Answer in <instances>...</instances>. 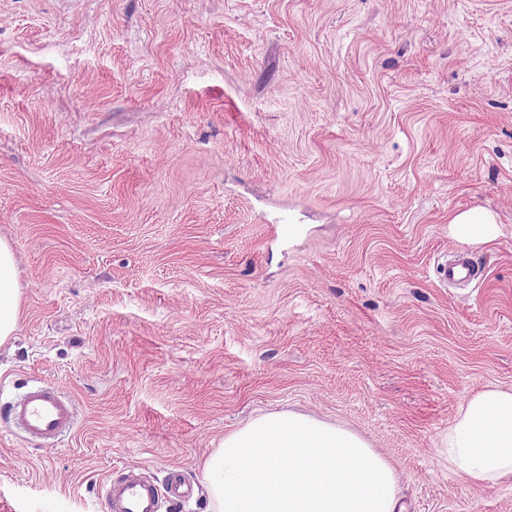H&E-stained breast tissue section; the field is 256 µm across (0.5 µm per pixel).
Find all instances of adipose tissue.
Returning <instances> with one entry per match:
<instances>
[{
    "mask_svg": "<svg viewBox=\"0 0 512 512\" xmlns=\"http://www.w3.org/2000/svg\"><path fill=\"white\" fill-rule=\"evenodd\" d=\"M21 293L0 239V343L14 335ZM449 471L473 483L512 480V390L473 395L440 440ZM213 512H405L393 466L358 434L281 411L225 435L204 463Z\"/></svg>",
    "mask_w": 512,
    "mask_h": 512,
    "instance_id": "obj_1",
    "label": "adipose tissue"
}]
</instances>
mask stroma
Segmentation results:
<instances>
[{
	"mask_svg": "<svg viewBox=\"0 0 512 512\" xmlns=\"http://www.w3.org/2000/svg\"><path fill=\"white\" fill-rule=\"evenodd\" d=\"M0 238L6 512H98L130 465L209 512L203 460L288 410L365 437L406 512H512L437 454L512 389V0H0ZM39 382L79 413L50 449L3 417ZM455 233L465 239H482L493 234L494 217L482 208L469 209L455 214L449 220ZM21 293L17 284L14 253L0 239V344L14 335L20 318ZM442 265V277L444 281L463 280L472 283L479 278V270L467 258L458 261L447 262ZM163 489L166 496L175 499L189 498L194 492L193 485L186 481L181 472L177 469H172L169 472Z\"/></svg>",
	"mask_w": 512,
	"mask_h": 512,
	"instance_id": "1",
	"label": "stroma"
}]
</instances>
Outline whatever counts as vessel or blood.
Listing matches in <instances>:
<instances>
[{
    "label": "vessel or blood",
    "instance_id": "1",
    "mask_svg": "<svg viewBox=\"0 0 512 512\" xmlns=\"http://www.w3.org/2000/svg\"><path fill=\"white\" fill-rule=\"evenodd\" d=\"M442 277L447 281L471 283L478 280L479 271L469 259L463 258L445 265ZM8 417L12 429L22 432L29 440L51 446L74 430L78 409L72 397L55 385L43 383L10 401ZM193 492V485L179 470H171L164 487L160 488L140 467L127 466L103 486L102 509L103 512H159L161 496L186 499Z\"/></svg>",
    "mask_w": 512,
    "mask_h": 512
}]
</instances>
